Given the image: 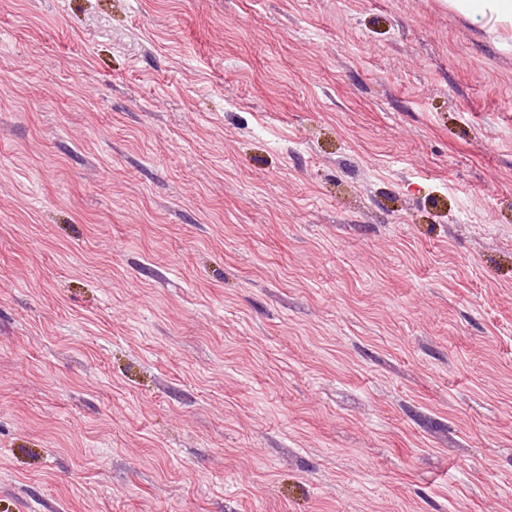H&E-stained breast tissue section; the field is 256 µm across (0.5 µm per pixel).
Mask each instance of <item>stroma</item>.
Here are the masks:
<instances>
[{"label": "stroma", "mask_w": 512, "mask_h": 512, "mask_svg": "<svg viewBox=\"0 0 512 512\" xmlns=\"http://www.w3.org/2000/svg\"><path fill=\"white\" fill-rule=\"evenodd\" d=\"M0 512H512V35L0 0Z\"/></svg>", "instance_id": "stroma-1"}]
</instances>
